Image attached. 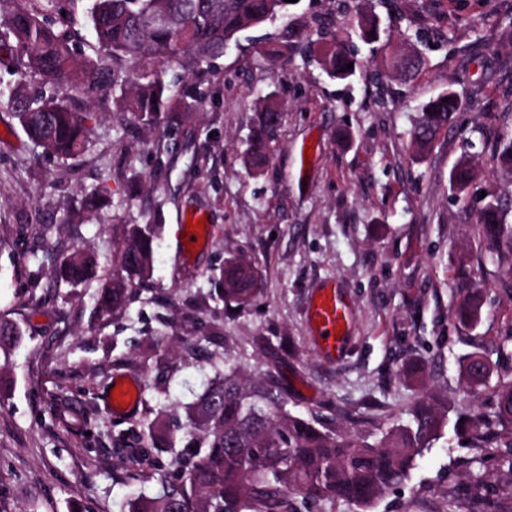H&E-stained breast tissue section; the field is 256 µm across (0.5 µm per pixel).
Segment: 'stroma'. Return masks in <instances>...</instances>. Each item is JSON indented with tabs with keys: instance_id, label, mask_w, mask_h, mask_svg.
Wrapping results in <instances>:
<instances>
[{
	"instance_id": "stroma-1",
	"label": "stroma",
	"mask_w": 512,
	"mask_h": 512,
	"mask_svg": "<svg viewBox=\"0 0 512 512\" xmlns=\"http://www.w3.org/2000/svg\"><path fill=\"white\" fill-rule=\"evenodd\" d=\"M89 6L64 0L52 15L87 61L100 56ZM364 14L402 51L420 54L411 81L394 73L375 80L377 47L358 36ZM314 20L321 26L307 48L269 66L263 51L285 27ZM338 42L357 64L346 81L319 65ZM164 79L195 114L168 132L129 123L120 82L105 92L58 89L93 115L74 160L39 154L0 109V315L23 330L11 356L0 355V512H124L132 493H159L176 468L159 474L135 440L119 444L115 434L162 411L181 431L227 359L257 383L278 375L291 412L370 441L434 395L448 425L373 512H443L451 497L458 512H512L511 489L491 479L471 487L477 451L470 432L454 427L494 398L492 377L464 391L465 357L496 361V345L512 334V270L492 259L476 230L486 197L512 204V173L495 159L512 136V0H297L287 19L243 31L218 59L168 65ZM449 90L461 111L417 153L407 129L423 104ZM271 91L284 118L270 163L255 176L243 155L259 99ZM462 158L477 176L460 193L449 175ZM92 187L107 201L84 219L80 243L100 264L112 255L116 225L161 227L153 277L119 314L96 308L99 280L55 287L32 254L34 224L50 225L51 242L71 250L58 218ZM191 211L205 215L208 233L186 261L177 233ZM232 255L259 267L263 294L258 305L225 311L209 297L207 271ZM319 282L337 283L353 306L350 349L337 364L315 351L304 316ZM474 288L484 305L464 323L456 310ZM192 308L213 327L212 357L194 359L184 348L195 331ZM161 330L171 337L168 361L145 360V344ZM117 374L143 388L134 416L113 417L104 404ZM66 399L97 410L89 434L61 413Z\"/></svg>"
}]
</instances>
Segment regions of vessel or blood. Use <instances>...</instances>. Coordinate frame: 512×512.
Masks as SVG:
<instances>
[{"mask_svg": "<svg viewBox=\"0 0 512 512\" xmlns=\"http://www.w3.org/2000/svg\"><path fill=\"white\" fill-rule=\"evenodd\" d=\"M310 339L316 352L326 361L337 363L347 354L352 337L353 309L343 288L335 284L314 287L306 307ZM132 379H122L108 407L122 417L136 409Z\"/></svg>", "mask_w": 512, "mask_h": 512, "instance_id": "vessel-or-blood-1", "label": "vessel or blood"}]
</instances>
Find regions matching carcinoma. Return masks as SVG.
Masks as SVG:
<instances>
[{
	"mask_svg": "<svg viewBox=\"0 0 512 512\" xmlns=\"http://www.w3.org/2000/svg\"><path fill=\"white\" fill-rule=\"evenodd\" d=\"M59 0H43V8L0 14V42L16 52L13 63L40 78L51 92L31 95L21 87L0 89V105L12 111L32 144L60 160L78 157L90 132L91 113L80 106L58 101L52 90L81 83L96 87L107 81L108 60L125 61V82L132 87L123 99L130 119L140 126L159 130L167 124L192 119L183 112L184 98L166 85L162 72L145 71V60L193 67L224 55V48L239 33L284 14L286 0H93L88 23L102 56L94 62L77 60L70 36L56 31L48 20V8ZM359 37L372 44L380 40L376 18L364 15L358 22ZM310 34L300 29L284 37L272 49L271 60L287 58L309 43ZM352 59L342 49L325 54L322 64L336 80L350 78ZM261 112L259 132L245 151L244 161L252 174L269 163V145L275 140L282 112L273 98ZM461 109L457 94L449 90L426 103L409 131L411 141L431 144L448 128ZM474 172L464 161L456 164L450 181L458 190ZM103 205L97 189L84 192L81 210L92 214ZM508 210L489 201L481 210L476 230L495 253L498 263L512 267V224ZM155 224H125L112 252L110 269L99 274L98 262L80 247L65 257L48 248L43 225L34 227L33 252H41V264L54 282L82 284L101 276L97 304L103 312H123L140 286L153 275ZM210 296L216 302L245 308L256 304L262 293L258 270L249 261L232 258L210 276ZM481 293H472L459 309L465 322L475 321L481 311ZM19 324L0 317V351L8 354L19 342ZM206 327L186 340L190 355H210ZM149 357L160 362L170 353L162 336L146 346ZM497 388L494 409L486 419L467 420L479 448H495L505 485L512 489V350L497 347ZM491 371L486 358L472 353L466 358L467 386L483 383ZM447 420L433 397L418 401L410 423L382 434L369 443L355 435L296 416L287 409L285 392L272 376L262 385L245 380L240 370L228 366L224 377L213 380L190 410V424L180 436L168 431L166 415L160 414L136 434L149 464L162 467L156 453L183 444L176 460L179 477L162 493L139 495L131 512H296L294 499L317 505L343 500L370 512L376 501L401 485L413 469L416 457L437 439Z\"/></svg>",
	"mask_w": 512,
	"mask_h": 512,
	"instance_id": "cac0c4a2",
	"label": "carcinoma"
}]
</instances>
